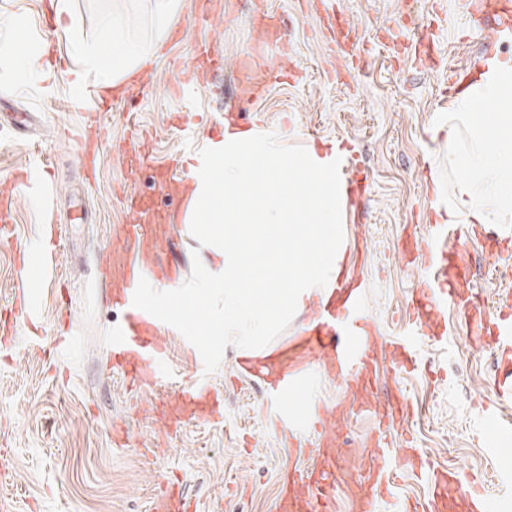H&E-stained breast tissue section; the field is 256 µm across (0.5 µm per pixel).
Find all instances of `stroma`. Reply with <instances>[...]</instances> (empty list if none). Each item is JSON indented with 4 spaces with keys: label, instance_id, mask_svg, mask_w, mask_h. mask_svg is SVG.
I'll return each mask as SVG.
<instances>
[{
    "label": "stroma",
    "instance_id": "stroma-1",
    "mask_svg": "<svg viewBox=\"0 0 512 512\" xmlns=\"http://www.w3.org/2000/svg\"><path fill=\"white\" fill-rule=\"evenodd\" d=\"M40 0H0V22L24 26L30 46L52 39L62 58L48 76L20 74L14 60L0 57V106L34 113L29 134L0 139V182L19 168L49 167L43 189L17 185L15 236L0 243V317L13 312L21 295L41 303L39 335L24 326L0 353V445L8 448L7 475L0 480V512H152L165 482L184 487L190 512H275L280 474L290 450L264 410L261 386L232 384L241 349L227 342L221 355L197 367L181 332L166 329L164 367L179 387L207 379L216 387L223 411L215 421L162 428L152 413L167 397L150 391L132 395L109 358V336L123 320L108 303L113 233L131 218L119 201L128 165L141 172L135 187L152 192L153 166L174 158L192 163L220 136L211 120L234 117L295 151L312 141L358 144L356 164L368 177L362 202L347 212L346 254L365 255L366 303L387 336L398 335L419 271L398 260L402 239L426 235L438 223L434 198H448L456 180L440 158L447 134L438 96L461 66L484 55L481 23L465 17L458 0H333L356 29L349 59L321 27L309 0H211V19L202 22L196 0L186 7L164 47L148 65L153 90L136 100L135 112L112 105L101 130L102 162L95 183L84 180L76 142L81 117L69 108L73 74L83 60L76 41L92 42L100 20L124 16L144 47L157 37L154 0H68L52 34L39 19ZM286 29L287 43L259 38L257 25ZM475 30L464 43L450 38L457 26ZM289 49L298 68L260 97L240 89L244 69L262 62L277 67ZM224 57L212 81L197 84L191 98L175 91L178 77L202 50ZM189 115L195 130L187 140L178 122ZM61 228L55 253L44 251L46 225ZM162 253L180 280L204 257L199 241L184 225H174ZM75 338L68 361H58L57 337ZM420 354L435 373L400 374L392 361L381 366L379 401L402 397L416 415L407 427L412 447L440 465L457 470L485 492L512 498L501 471L512 469V435L490 440L481 403L492 374L489 350L474 349L466 328L448 322V344L420 343ZM373 420L356 411L340 426L336 457L355 470L368 447ZM121 430L125 445L113 447Z\"/></svg>",
    "mask_w": 512,
    "mask_h": 512
}]
</instances>
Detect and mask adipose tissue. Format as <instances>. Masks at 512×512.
<instances>
[{
  "label": "adipose tissue",
  "instance_id": "obj_1",
  "mask_svg": "<svg viewBox=\"0 0 512 512\" xmlns=\"http://www.w3.org/2000/svg\"><path fill=\"white\" fill-rule=\"evenodd\" d=\"M78 51L98 84L117 87L154 54L123 17L101 21V36ZM0 56L22 71H42L21 27L0 25ZM448 115V151L456 176L444 214L452 224H502L512 217V58L483 56ZM335 148L290 152L269 135L225 121L224 136L189 173L185 222L210 252L189 283L152 280L158 318L185 324L203 313L206 343L233 339L265 355L289 316L334 287L345 268L347 189Z\"/></svg>",
  "mask_w": 512,
  "mask_h": 512
}]
</instances>
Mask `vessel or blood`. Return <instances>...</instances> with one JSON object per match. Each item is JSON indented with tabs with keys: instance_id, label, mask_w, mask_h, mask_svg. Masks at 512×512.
<instances>
[{
	"instance_id": "obj_1",
	"label": "vessel or blood",
	"mask_w": 512,
	"mask_h": 512,
	"mask_svg": "<svg viewBox=\"0 0 512 512\" xmlns=\"http://www.w3.org/2000/svg\"><path fill=\"white\" fill-rule=\"evenodd\" d=\"M105 95L104 89L93 86L84 96L72 99V109L82 115V128L100 127L105 115L98 105ZM26 123V113L0 114V136L20 138ZM173 177V171L168 169L154 176L153 181L156 189L171 199L167 216L175 224L184 199L178 189L170 187ZM122 203L131 222L111 239L110 253L119 259L111 301L125 310L126 319L112 333V366L128 388L142 391L155 386L165 358V343L144 301L143 290L147 278L163 274L157 255L168 240L160 225L152 221L155 206L150 197L131 191L123 196ZM486 239L484 228L478 224H435L429 230L426 248H419L410 238L402 242V262L422 266L425 277L411 299L404 330L397 336L382 335L368 311L359 275L343 274L330 296L315 301L312 316L301 332L281 345L284 371L270 382L269 394L288 392L293 381L317 363L323 364L327 373L360 386L352 405L321 403L314 408L312 423L319 445L323 450H332L348 407L375 411L364 388L375 382L380 359L393 358L400 371L408 375L425 370L427 364L418 354L417 342L427 335L433 343H444L445 317L451 313L469 327V343L493 346L497 370L488 387L498 403H511L512 306L489 304L486 296L472 290L467 277L457 276L450 266L451 258L461 257L462 242L480 245ZM215 394L211 384L197 383L182 393L180 407L199 420L214 417ZM375 413L372 448L362 468L363 492L356 500L357 512H382L394 497L392 489L400 473L426 480L430 493L421 500L401 501L396 512H492V503L482 490L464 485L454 471L435 465L427 455L415 450L392 448L391 431L406 429L414 417V408L408 401H388L382 411ZM281 437L288 441L295 456L288 467V512H328L341 485L335 471L323 464L309 466L314 453L304 430L285 423Z\"/></svg>"
}]
</instances>
